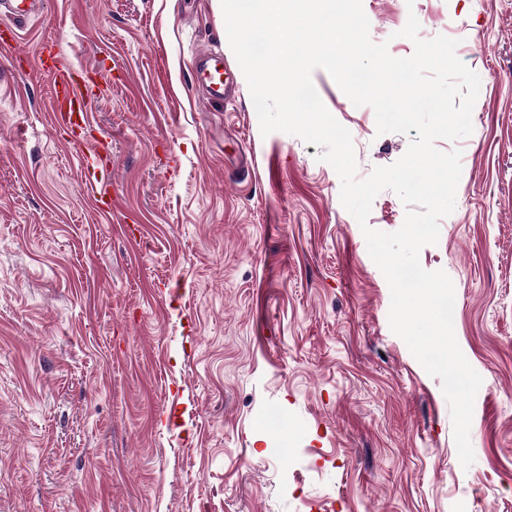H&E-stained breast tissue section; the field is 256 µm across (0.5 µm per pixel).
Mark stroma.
I'll return each instance as SVG.
<instances>
[{
    "mask_svg": "<svg viewBox=\"0 0 512 512\" xmlns=\"http://www.w3.org/2000/svg\"><path fill=\"white\" fill-rule=\"evenodd\" d=\"M362 6L392 56L413 54V15L481 80L471 134L436 143L462 174L419 253L452 279L482 378L472 465L440 379L390 329L339 176L319 147L262 135L221 0H45L0 55V512H512V0ZM48 41L85 73L79 142L52 110ZM206 49L231 103L192 80ZM312 82L358 177L416 139L378 134L326 70ZM405 214L386 189L368 224Z\"/></svg>",
    "mask_w": 512,
    "mask_h": 512,
    "instance_id": "obj_1",
    "label": "stroma"
}]
</instances>
